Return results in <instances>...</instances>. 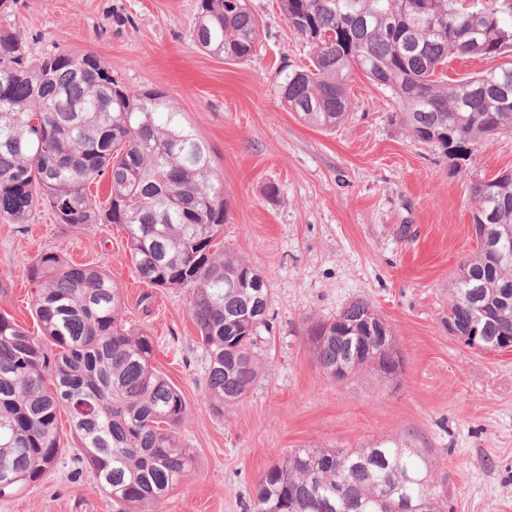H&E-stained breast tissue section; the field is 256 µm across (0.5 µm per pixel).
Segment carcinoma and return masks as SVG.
<instances>
[{"label": "carcinoma", "instance_id": "cac0c4a2", "mask_svg": "<svg viewBox=\"0 0 512 512\" xmlns=\"http://www.w3.org/2000/svg\"><path fill=\"white\" fill-rule=\"evenodd\" d=\"M280 0L313 49L308 67L279 72L284 103L312 126L336 129L359 71L388 88L409 137L441 150L453 170L479 140L512 132V63L454 83L442 68L456 56L512 55V0ZM260 21L249 0H200L191 38L226 60L251 58ZM106 177L100 203L90 184ZM473 224L487 237L450 289L448 331L496 349L512 337V172L472 187ZM59 224H118L138 277L183 289L205 349L206 403L216 417L259 376L255 354L269 329L271 289L224 249L229 200L212 150L175 100L132 89L92 53L37 59L20 35L0 29V220L25 224L37 206ZM34 285L42 337L0 311V497L37 481L63 453L57 421L70 420L82 462L125 512H152L193 468L181 441V391L152 364L151 337L122 320L119 289L102 265L41 253L23 270ZM480 311L477 332L462 325ZM366 299L305 335L320 368L342 382L370 369L397 379L403 359L386 320ZM434 462L397 437L366 448H297L258 480L247 512H442Z\"/></svg>", "mask_w": 512, "mask_h": 512}]
</instances>
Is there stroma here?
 <instances>
[{
	"label": "stroma",
	"mask_w": 512,
	"mask_h": 512,
	"mask_svg": "<svg viewBox=\"0 0 512 512\" xmlns=\"http://www.w3.org/2000/svg\"><path fill=\"white\" fill-rule=\"evenodd\" d=\"M198 0H14L0 28L19 29L33 54L93 53L122 82L177 102L207 142L230 202L224 246L271 288L272 329L256 346L265 372L223 417L205 400L207 358L185 291L135 273L124 231L74 230L47 209L0 222V309L31 335L39 328L21 271L56 251L104 265L133 332L151 336L154 365L183 394L180 434L196 465L155 512H244L259 478L296 448H359L402 437L435 463L447 512H512V349L481 351L448 331L449 290L477 249L471 185L512 169V134L474 146L453 173L430 144L399 124L391 91L355 74L349 116L326 132L281 101L278 74L305 66L311 48L279 0H250L261 21L255 53L231 62L190 37ZM369 299L392 327L404 367L337 382L317 365L306 318L334 319ZM0 512H121L76 450L33 487L0 497Z\"/></svg>",
	"instance_id": "1"
}]
</instances>
